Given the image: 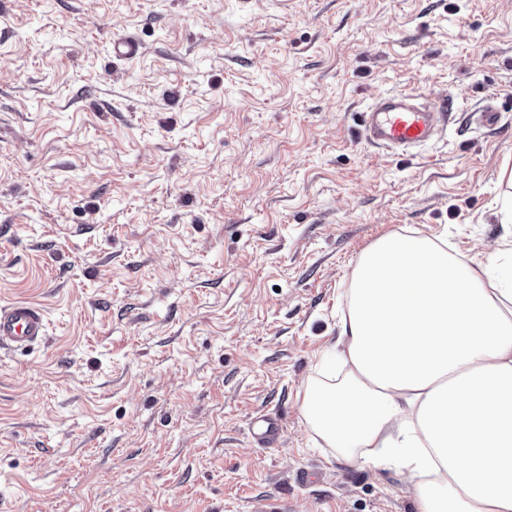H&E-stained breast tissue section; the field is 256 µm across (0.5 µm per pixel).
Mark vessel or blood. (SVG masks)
<instances>
[{"label":"vessel or blood","mask_w":512,"mask_h":512,"mask_svg":"<svg viewBox=\"0 0 512 512\" xmlns=\"http://www.w3.org/2000/svg\"><path fill=\"white\" fill-rule=\"evenodd\" d=\"M455 110L452 99L432 103L413 92H392L377 96L362 114L361 137L368 144L405 155L440 139ZM46 336V315L36 303L13 301L0 305V349L23 350ZM258 444L276 443L280 427L277 418L259 415L251 422Z\"/></svg>","instance_id":"1"}]
</instances>
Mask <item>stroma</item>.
Segmentation results:
<instances>
[{
    "label": "stroma",
    "mask_w": 512,
    "mask_h": 512,
    "mask_svg": "<svg viewBox=\"0 0 512 512\" xmlns=\"http://www.w3.org/2000/svg\"><path fill=\"white\" fill-rule=\"evenodd\" d=\"M401 89L456 106L413 159L358 134ZM505 170L512 0H0V305L49 321L0 350V512H417L303 388L382 236L499 274ZM251 428L253 438L260 445L275 444L280 434L278 419L269 414L254 417Z\"/></svg>",
    "instance_id": "stroma-1"
}]
</instances>
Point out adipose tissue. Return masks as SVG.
<instances>
[{"label":"adipose tissue","instance_id":"ef3b65f1","mask_svg":"<svg viewBox=\"0 0 512 512\" xmlns=\"http://www.w3.org/2000/svg\"><path fill=\"white\" fill-rule=\"evenodd\" d=\"M337 377L302 412L330 447L407 475L418 512H512V279L391 233L347 291Z\"/></svg>","mask_w":512,"mask_h":512}]
</instances>
